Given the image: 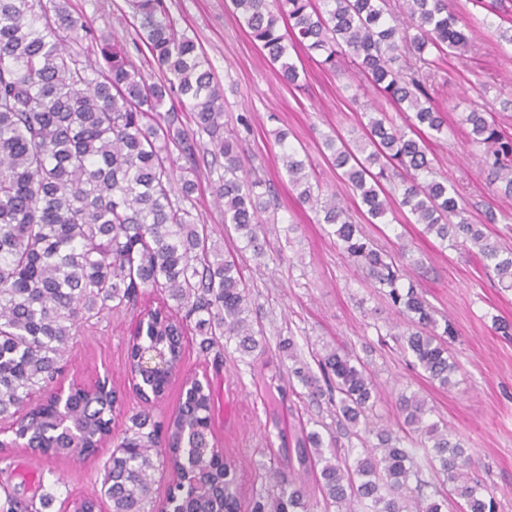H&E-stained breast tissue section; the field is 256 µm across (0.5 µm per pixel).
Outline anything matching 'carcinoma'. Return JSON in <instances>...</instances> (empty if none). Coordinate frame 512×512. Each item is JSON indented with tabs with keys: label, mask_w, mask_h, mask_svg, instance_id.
I'll list each match as a JSON object with an SVG mask.
<instances>
[{
	"label": "carcinoma",
	"mask_w": 512,
	"mask_h": 512,
	"mask_svg": "<svg viewBox=\"0 0 512 512\" xmlns=\"http://www.w3.org/2000/svg\"><path fill=\"white\" fill-rule=\"evenodd\" d=\"M240 25L278 65L281 79L298 83L300 72L288 50L342 73L349 58L358 72L396 111L400 126L384 111L360 122L359 136L326 139L328 161L376 220L391 211L385 185L399 179L398 206L409 208L414 223L441 242L471 246L485 270L512 288V251L473 224L436 176L424 135L443 132L445 121L431 106L429 66L434 53L463 51L465 28L448 0H230ZM137 55L111 35L97 34L69 8L68 0H0V421L11 433L36 441L47 458L81 459L105 442L113 448L103 466L100 489L75 502V512H161L153 491L155 473L171 479L167 501L184 512H308L319 492L325 509L355 512H496L494 496L472 476L475 461L465 442L447 424L427 420L430 409L415 393L401 392L396 407L403 426L372 425L380 395L366 366L352 350L333 348L318 358L321 377L299 365L292 339L278 344L293 365L252 370L266 417L278 429L282 455L261 464L260 489L241 509L238 465L211 442L213 399L195 394L165 420L143 409L130 426L112 437V411L84 394L74 396L71 423L82 432L80 449L49 419L46 396L62 376L61 361L74 331L104 312L133 308L141 290L161 295L163 305L136 316L129 337V369L135 384L164 395L168 378L146 375L140 354L161 349L177 369L180 337H201L208 353L233 341L242 355L267 352L263 330L249 314L252 296L234 259L225 256L186 203L198 189L197 157L224 159V177L214 196L224 205V223L234 226L255 255L266 233L262 214L269 205L244 172V156L224 137V91L201 44L181 29L166 0H129ZM90 39L95 58L66 47L65 38ZM160 80L147 82L145 68ZM189 113L193 127L181 125ZM471 143L484 146L481 162L490 183L512 198V136L490 112L467 113ZM211 148H201L199 137ZM281 161L301 204H309L324 224L336 226L342 249L366 271L370 286L398 314L417 323L393 334L414 365L442 386L457 364L449 354L450 325L438 321L414 286L404 285L403 266L363 234L335 194L315 191L305 163L275 134ZM186 160L174 177L173 152ZM180 196L172 198L174 187ZM308 397H325L336 418L353 429L364 426L377 443L352 457L301 418L288 424L286 400L298 397L291 378ZM413 436L427 449L429 465H439L442 486L430 488L403 442ZM39 497L3 490L0 512H40L55 500L38 479Z\"/></svg>",
	"instance_id": "carcinoma-1"
}]
</instances>
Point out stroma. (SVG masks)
Listing matches in <instances>:
<instances>
[{
    "label": "stroma",
    "instance_id": "stroma-1",
    "mask_svg": "<svg viewBox=\"0 0 512 512\" xmlns=\"http://www.w3.org/2000/svg\"><path fill=\"white\" fill-rule=\"evenodd\" d=\"M171 15L203 47L224 89V134L236 140L246 158L250 180L269 187L270 209L277 222L262 241L264 254L252 249L235 231L224 226V211L212 194V185L224 169L204 164L200 186L190 211L196 223L206 225L213 241L239 262L255 300L251 318L263 329L269 351L265 360H250L224 347V362L199 350L198 336L183 340V368L207 376L214 408L212 430L226 458L239 465L241 497L249 499L256 467L279 448L277 430L266 420L264 406L252 386L251 372L263 361L278 365L279 340L293 338L301 358L316 368L324 348L353 349L368 363L382 396L376 412L382 422L396 425L398 392L418 393L432 408L433 419L447 422L469 442L477 461L474 476L493 494L498 512H512V334L497 331L495 320L512 323V288L486 275L478 254L463 248L442 247L424 234L408 211H398L374 224H363L366 235L389 251L405 250L408 274L435 311L437 320L450 321L458 331L450 351L459 364L452 386L430 381L412 364L388 335L401 320L390 302L371 288L365 271L337 244L330 225L317 221L310 206L300 205L288 184L274 132H288L287 142L314 171L323 193L339 195L349 211H357L354 197L326 161L324 137L340 132L353 137L364 113L388 110V103L354 70L344 76L314 62L304 64L298 86L281 82L272 66L239 24L225 0H167ZM461 23L473 26L472 44L463 55L451 56L431 74L435 107L447 125L430 139L438 177L447 179L459 195L473 223L485 224L487 210L511 212L512 198L498 195L476 157L482 149L472 144L462 113L479 109L496 113L512 131V46L500 39L502 21L472 0H448ZM71 10L96 32L131 39L126 0H70ZM489 235H502L512 247V233L503 224H485ZM133 312L103 314L84 324L70 341L64 356L65 384L90 385L110 372L121 404L112 418L113 435H121L129 418L143 402L131 391L127 371L128 332ZM293 414L308 419L322 438L339 445L373 444L372 435L356 438L339 426L326 401L290 398ZM12 463L0 471V487L19 483L20 473L57 484L49 512H62L77 497L94 494L106 453L82 463L48 460L20 446L0 448V458Z\"/></svg>",
    "mask_w": 512,
    "mask_h": 512
}]
</instances>
